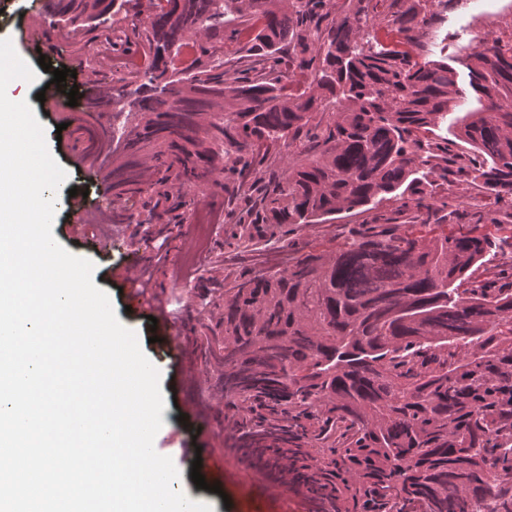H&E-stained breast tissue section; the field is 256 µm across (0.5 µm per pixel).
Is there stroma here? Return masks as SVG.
Wrapping results in <instances>:
<instances>
[{"label": "stroma", "instance_id": "35a3bbf8", "mask_svg": "<svg viewBox=\"0 0 512 512\" xmlns=\"http://www.w3.org/2000/svg\"><path fill=\"white\" fill-rule=\"evenodd\" d=\"M35 0H0V12L7 15V22H0V50L9 51L23 59L34 75V91L44 92V100H31L30 105L38 121L42 124L50 152L67 173V179L57 191L59 205L56 209L52 233L55 239L69 252L90 259L94 264L93 276L99 287L108 292L111 305L119 321L133 330L140 347L150 360L158 361L161 354L159 343L151 342V320L146 310L130 304L128 294L122 293V279L115 277L112 269L130 258L132 252H139L146 258V267L151 275L153 290L164 300L169 311L170 324L178 331H188L193 347H200L201 322L206 313L203 309V296L221 290L224 277L254 266L266 265L286 268L289 257L296 252L327 253L336 250L350 235L352 229L372 226L376 219L392 218L395 233L413 235H433L437 226L409 225L397 221L395 214L401 206L399 198L382 200L375 208L359 215L338 214L336 219L321 224H304L294 233L282 237L265 238L259 250L243 251L237 239L232 236L228 224L215 225L205 252L196 258H189L179 248L176 236L166 230L144 225V209L140 194L130 192L125 196L126 204L121 212L125 223L116 225V240L110 254L103 255L91 249L86 239L71 234V219L65 199L70 189L84 193V204L88 207H109L113 198L111 188L103 182L91 163L77 158V151L83 150V143H75L73 150H62L56 140V127L67 119H78L80 107L68 106L67 94L60 88L51 86V76L38 64V57H45L53 68L73 70V77L67 78L66 86H78L82 90L111 82L114 71L105 58L93 55L92 51L76 48L60 52L55 50L54 41L48 29H41L38 44H31L26 33V21L21 18V8H32ZM396 0H387L384 14L377 19L375 34L380 42L409 52L417 61L425 62L447 57L450 66L457 71V88L468 103H475L476 95L469 85L465 63L476 50L480 40L498 38L512 39V0H448L440 6L439 14L431 25L415 30L412 40H405L387 27L386 16L396 11ZM478 193L476 186L465 178H455L450 184L449 207L452 211L447 221L451 224H464L478 227L480 232L495 237L512 234V202L505 203L499 213L500 225L485 222L475 205ZM223 261L224 272L215 275L213 266ZM159 363V361H158ZM160 387L165 399L162 412L163 425L160 436L173 437L176 444L186 439H194L203 448L224 449L230 461L224 466L226 479L222 493H214L195 486L191 477V466L179 461L181 479L177 489L186 492L189 499L211 504L213 512H309L311 507L303 495H288L275 501L267 500L261 492V483L255 471L261 462L256 458H246L226 439L227 420H220L210 430L208 437L198 435L194 421L179 422L180 410L175 407L176 398L182 397L181 388L176 385L174 369L168 364L159 363ZM168 449V456L176 454Z\"/></svg>", "mask_w": 512, "mask_h": 512}]
</instances>
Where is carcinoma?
Listing matches in <instances>:
<instances>
[{
	"mask_svg": "<svg viewBox=\"0 0 512 512\" xmlns=\"http://www.w3.org/2000/svg\"><path fill=\"white\" fill-rule=\"evenodd\" d=\"M49 0L67 46L97 56H138L139 81L119 77L86 99L112 113L91 155L112 189L170 201L171 184L224 182V220L249 245L297 224H319L387 195L398 213L429 224L448 206V139L436 133L464 113L458 137L474 148L455 171L482 192L497 224L512 197V48L485 40L466 68L485 98L466 110L456 71L420 64L382 44L370 21L379 3L358 0ZM387 21L408 40L442 0H407ZM250 31L245 55L224 59L197 39ZM185 47L199 55L185 67ZM240 77L229 85L224 67ZM301 143L304 159L280 165ZM178 197L145 223L191 219ZM512 236L475 228L427 238L390 228L354 230L331 255L306 253L283 270L224 276L204 354L220 370L224 406L236 410L237 448L300 463L296 479L352 502L337 512H457L491 499L512 512V289L496 284L512 262L487 267Z\"/></svg>",
	"mask_w": 512,
	"mask_h": 512,
	"instance_id": "carcinoma-1",
	"label": "carcinoma"
}]
</instances>
